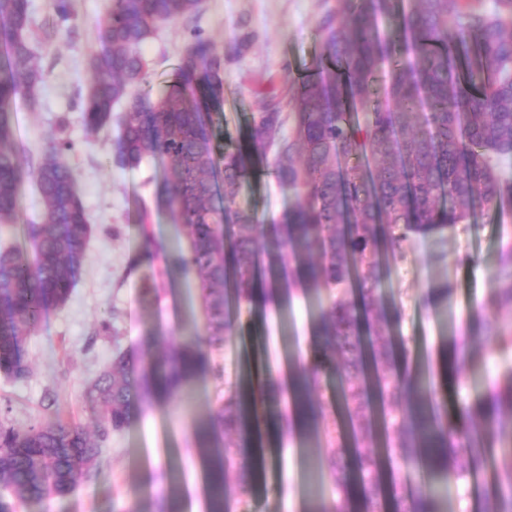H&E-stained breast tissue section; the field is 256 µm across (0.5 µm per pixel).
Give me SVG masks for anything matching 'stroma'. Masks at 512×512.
Returning a JSON list of instances; mask_svg holds the SVG:
<instances>
[{"label": "stroma", "instance_id": "1", "mask_svg": "<svg viewBox=\"0 0 512 512\" xmlns=\"http://www.w3.org/2000/svg\"><path fill=\"white\" fill-rule=\"evenodd\" d=\"M336 0H203L195 20L160 26L141 46L153 64L149 76L154 94H163L189 37L199 29L218 50L241 38L247 47L224 62V111L216 115L217 143L226 148L243 144L247 124L264 102L286 100L285 76L304 73L321 50L317 23ZM106 0H72L68 36L47 42L40 33L54 20L50 0H30L37 58L46 72L40 90L42 106L30 109L19 99L15 127L28 152L38 154L54 138H67L79 149L69 158L79 196L93 224L84 271L70 299L48 310L39 331L28 336L24 356L27 378L0 377V419L22 428L53 413L87 422L84 392L115 348L158 354L189 341L203 330L199 283L175 265L187 245L184 229L165 211H154L153 230L159 243L157 294L141 296L147 277L136 260L137 204L151 198L160 162L116 169L109 156L115 130L91 136L78 110L79 96L91 78L90 55L100 50L98 25ZM293 196L268 172L252 176L241 187L239 206L267 220L283 216ZM512 245V212L477 211L466 231L430 234L411 240L401 260L390 263L379 290L385 307L400 308L399 317L381 324L392 342L394 370H412L424 363L439 369L451 352L448 337L438 335L436 318L453 311L457 335L471 345L466 386L453 391L449 418L475 405L512 371V358L493 351V330L499 321H512V310L500 320H486L474 308L486 298L488 280L500 268V253ZM115 315L118 337H93L102 318ZM319 315L318 304L301 291L290 300L266 302L242 312L232 336L211 361L224 369L223 378L198 374L190 384L189 401H162L146 407L132 429L114 435L102 459L99 479L79 482L68 496L50 507L32 504L21 512H125L136 496L138 512H154L158 496L169 498L171 512H208L209 489L202 466L196 425L223 404L244 370L281 375L286 366L303 367L304 344L310 343ZM156 343H149V336ZM55 396L54 410H45V393ZM262 461L256 491L238 496L226 488L229 512H303L308 476L300 463L297 438H283L261 429L255 438ZM444 512H492L493 501L484 485L460 481L451 487Z\"/></svg>", "mask_w": 512, "mask_h": 512}]
</instances>
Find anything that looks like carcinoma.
Listing matches in <instances>:
<instances>
[{"label":"carcinoma","mask_w":512,"mask_h":512,"mask_svg":"<svg viewBox=\"0 0 512 512\" xmlns=\"http://www.w3.org/2000/svg\"><path fill=\"white\" fill-rule=\"evenodd\" d=\"M201 6L202 0H108L102 48L89 59L95 79L80 96L79 112L86 130L98 134L123 108L113 167L167 164L154 205L186 232L188 246L176 262L199 281L202 336L154 358L116 350L85 392L90 429L59 415L23 429L0 423V512L63 497L79 479L100 476L102 448L143 405L179 394L205 368L222 377L202 347L224 346L235 309L254 301L266 260L275 282L281 276L274 264L293 267L269 295L289 294L299 283L321 306L313 369L338 371L353 437L348 446L345 437L328 435L333 484L346 493L356 480L366 512H376L382 456L361 443L391 429L384 451L421 464L434 478L475 482L478 471L456 467V460L493 459L503 472L490 488L494 512H512V373L468 409V423L451 427L446 396L428 375L389 369L391 345L375 329L386 317L378 296L382 257L395 261L412 237L470 223L478 208L512 207V177L503 169L512 160V0H495L492 11L476 0H336V11L317 23L322 47L313 72L289 83L290 111L265 105L252 116L245 148L222 153L210 114L224 111V54L191 30L173 81L156 97L140 51L158 25L189 21ZM30 31L29 0H0V232L18 225L24 178L35 180L42 204L39 221L21 225L34 258L21 246H0V373L14 379L30 372L26 338L79 281L92 232L68 162L74 144L51 140L34 157L16 139L15 101L23 94L37 109L44 81ZM384 66L389 79L381 100L373 82ZM256 163L294 196L283 219L271 224L236 202ZM149 219L150 209L141 206L139 259L150 265L159 253ZM339 288L353 289L355 299L335 294ZM511 306L512 273L493 281L483 304L491 316ZM453 349L449 371L460 384L471 350L457 338ZM292 399L304 429H316L304 371ZM401 399L408 421L391 425L384 409ZM249 420L247 396L235 390L210 426L246 437ZM239 453L232 443L204 453L211 512H227L229 472L238 494L252 489L255 470ZM440 503V493L430 491L407 512H443Z\"/></svg>","instance_id":"carcinoma-1"}]
</instances>
